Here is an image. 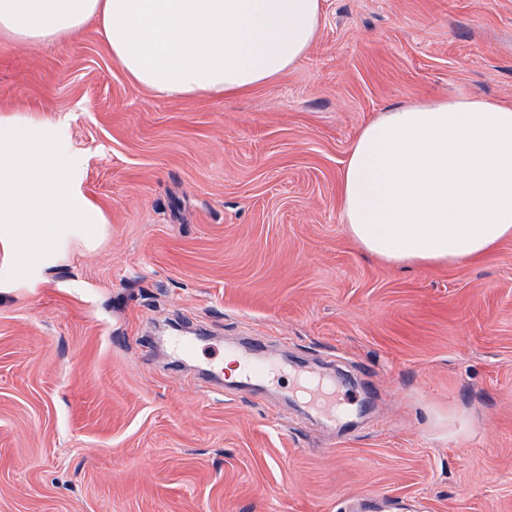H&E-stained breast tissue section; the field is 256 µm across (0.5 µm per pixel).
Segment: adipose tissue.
<instances>
[{"label": "adipose tissue", "mask_w": 512, "mask_h": 512, "mask_svg": "<svg viewBox=\"0 0 512 512\" xmlns=\"http://www.w3.org/2000/svg\"><path fill=\"white\" fill-rule=\"evenodd\" d=\"M323 0H0V38L29 47L95 25L156 97L231 96L292 67ZM349 238L389 264L479 260L512 239V106L481 96L391 106L358 132L340 178ZM107 218L49 125L0 117V288H39Z\"/></svg>", "instance_id": "ef3b65f1"}]
</instances>
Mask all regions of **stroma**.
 <instances>
[{
    "instance_id": "stroma-1",
    "label": "stroma",
    "mask_w": 512,
    "mask_h": 512,
    "mask_svg": "<svg viewBox=\"0 0 512 512\" xmlns=\"http://www.w3.org/2000/svg\"><path fill=\"white\" fill-rule=\"evenodd\" d=\"M472 94L512 105V0H324L305 56L231 97L154 96L92 25L1 39L0 108L54 129L108 226L0 293V512H512V239L391 265L340 218L368 120ZM248 339L280 373L212 382ZM328 363L332 420L291 391Z\"/></svg>"
}]
</instances>
